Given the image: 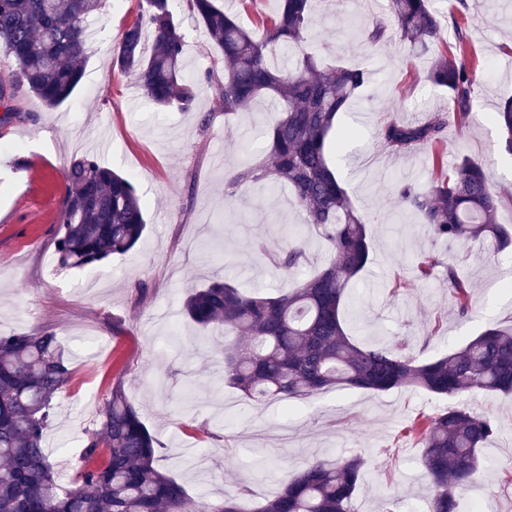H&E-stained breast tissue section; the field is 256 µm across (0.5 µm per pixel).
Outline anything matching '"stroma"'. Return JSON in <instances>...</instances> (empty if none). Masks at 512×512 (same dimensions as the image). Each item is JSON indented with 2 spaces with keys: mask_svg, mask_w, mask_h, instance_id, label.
<instances>
[{
  "mask_svg": "<svg viewBox=\"0 0 512 512\" xmlns=\"http://www.w3.org/2000/svg\"><path fill=\"white\" fill-rule=\"evenodd\" d=\"M446 17L467 14L469 50L478 61L465 127L449 123L447 164L478 162L503 194L497 221L512 224V154L490 121L512 96V0H433ZM139 0H105L92 26L84 78L73 97L48 108L19 89L16 116L0 131V333L53 330L65 346L70 381L57 395L46 432L51 461L66 455L71 479L81 446L95 429L97 410L115 382L161 443L159 466L197 501L216 500L248 486L254 500L274 494L311 458L358 454L366 465L357 512H409L428 494L419 464L422 448L404 428L454 400L416 388L373 393L336 388L296 401L290 414L261 407L225 386L224 339L192 324L181 312L190 284L215 274L240 288L273 295L283 288L255 254L284 244V227L301 220L291 191L243 188L233 202L224 184L243 159L268 160L265 132L276 114L260 97L251 112L225 119L212 111L202 75L220 50L172 0L185 36V72L197 77L195 111L159 110L133 77L112 66V47L139 12ZM379 7L365 0H320L308 51L331 47L326 64L367 62L373 76L348 112L356 129L346 143V190L368 221L373 260L355 280L351 301L361 313L352 332L360 342L404 340L426 360L464 343L487 322L512 324V252H490L481 242L463 247L436 241L414 221L389 216L400 179L426 184L438 177L431 150L390 154L378 136L389 114L423 122L429 112L452 111L445 88L426 78L430 59L410 57L397 43H371L357 29L371 27ZM99 162L132 178L148 223L130 252L91 268L56 262L64 173L73 156ZM22 168H14V160ZM424 254L457 267L474 285L476 303L460 316L442 276L415 281ZM476 413L494 415L500 430L480 452L482 479L460 496V512H512V396H460Z\"/></svg>",
  "mask_w": 512,
  "mask_h": 512,
  "instance_id": "35a3bbf8",
  "label": "stroma"
}]
</instances>
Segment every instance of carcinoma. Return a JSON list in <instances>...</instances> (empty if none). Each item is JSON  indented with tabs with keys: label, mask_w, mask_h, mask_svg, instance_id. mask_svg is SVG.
Instances as JSON below:
<instances>
[{
	"label": "carcinoma",
	"mask_w": 512,
	"mask_h": 512,
	"mask_svg": "<svg viewBox=\"0 0 512 512\" xmlns=\"http://www.w3.org/2000/svg\"><path fill=\"white\" fill-rule=\"evenodd\" d=\"M102 2L0 0V52L17 64L14 80L0 83V126L12 118L20 86L51 108L72 96L83 77L89 19L100 14ZM316 2L280 0L266 38L258 41L217 0H186V11L221 50L222 69L204 71L212 111L228 120L249 111L264 94L277 101L279 116L267 134L274 165L245 163L225 183V197L234 200L249 183L287 185L304 224L289 228L285 245L268 254L270 263L285 275L302 265L306 226L318 230L330 258L276 295L248 294L225 279L210 280L189 292L183 312L199 327L236 332L224 337V382L260 403L309 399L339 386L375 392L414 387L445 397L512 394V328L490 324L457 350L422 361L402 343L361 344L348 332V290L368 264L372 244L333 152L346 145L336 134L372 70L367 64L326 67L318 55L304 51ZM453 25L462 56L469 17L463 13ZM443 30V16L430 0H387L385 17L363 33L377 43L393 32L413 52L431 54L428 79L448 90L456 109L433 112L420 124L388 116L379 136L393 155L427 146L441 161L449 121L467 122L476 71L439 52ZM148 39L153 48L147 55ZM184 47L171 0H141L137 17L113 45L112 66L134 77L155 106L190 112L197 82L183 72ZM277 53L286 57L281 66L269 61ZM493 119L512 153V98L499 104ZM65 180L56 241L61 267L93 266L137 246L146 221L129 177L85 153L71 159ZM397 194L396 218L412 215L436 238L459 246L479 240L494 253L512 248V228L496 220L500 192L467 156L457 161L452 175L428 186L404 181ZM441 265L437 257L424 255L416 277L426 279ZM444 282L458 312L468 314L474 306L470 281L448 265ZM70 377L55 333L0 335V512H356L365 464L360 455L314 459L262 502H253L246 488L213 502L192 501L183 484L159 468V441L120 381L112 386L97 428L83 440L81 471L63 487L45 452L44 434L57 393ZM409 431L423 448L421 465L431 484L427 512H458L459 494L478 479L479 452L498 433L496 419L447 408L414 421Z\"/></svg>",
	"instance_id": "obj_1"
}]
</instances>
